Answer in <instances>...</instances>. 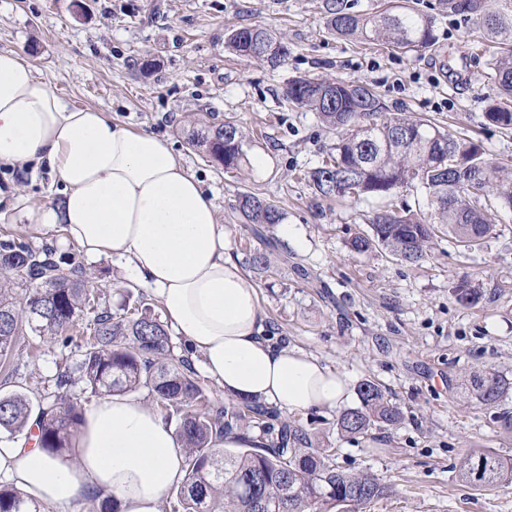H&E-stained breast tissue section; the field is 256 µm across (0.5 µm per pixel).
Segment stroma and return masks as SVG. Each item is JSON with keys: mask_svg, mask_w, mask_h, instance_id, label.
Returning <instances> with one entry per match:
<instances>
[{"mask_svg": "<svg viewBox=\"0 0 512 512\" xmlns=\"http://www.w3.org/2000/svg\"><path fill=\"white\" fill-rule=\"evenodd\" d=\"M434 43L405 53L334 35L325 0H0V50L19 51L37 76L70 105L95 107L113 120L169 141L179 160L215 198L231 232V255L258 286L277 343L319 358L351 386L369 379L403 419L357 439L337 431L339 410L288 416L290 425L329 442L336 463L368 470L388 486L365 512H512V485L477 490L463 482L466 453L489 450L512 460V390L494 407L465 393L470 372L488 369L512 382V214L490 212L491 234L476 250L438 235L426 259L406 263L379 250L357 254L348 241L369 230L379 200H320L304 180L336 141L314 113L288 106L282 92L299 77L373 85L391 117L425 114L448 132L478 139L487 156L512 158V134L488 125L495 97L491 50L478 20L435 11ZM262 25L291 54L276 69L234 55L228 30ZM154 60L143 72L146 60ZM232 119L245 134L247 164L227 173L191 147L192 129ZM252 192L284 213L266 241L232 206ZM45 170L0 166V240L52 248L64 268L81 266L111 305L126 297L155 303L127 281L121 263L88 258L61 231L27 224L28 207L57 198ZM266 253L268 271L252 269ZM482 289L474 306L456 301L460 281ZM62 343L21 336L0 392L54 395ZM9 365V366H10Z\"/></svg>", "mask_w": 512, "mask_h": 512, "instance_id": "1", "label": "stroma"}]
</instances>
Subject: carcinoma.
<instances>
[{
    "mask_svg": "<svg viewBox=\"0 0 512 512\" xmlns=\"http://www.w3.org/2000/svg\"><path fill=\"white\" fill-rule=\"evenodd\" d=\"M328 25L341 37L369 44H388L405 51L426 48L435 40L432 15L401 4L374 15L353 10L349 0H326ZM439 11L477 18L497 51L491 79L499 99L485 119L512 129V24L491 7V0H439ZM256 25L230 30L226 47L250 61L265 63L263 49L251 40ZM279 41V40H277ZM277 65L290 55L279 41ZM288 104L317 115L337 139L320 166L309 174L314 194L325 199L387 197L401 187L419 189L434 206L427 220L418 212L381 211L370 219V232L351 238L358 254L385 249L405 262L427 256L435 226L472 248L491 233L489 217L474 201L484 196L504 213H512V181L499 179L504 167L486 156L482 145L454 136L425 117L386 118L385 104L375 89L360 82L296 78L285 88ZM244 134L228 121L217 128L192 131L190 144L224 170H238L246 161ZM235 209L254 234L279 224L283 214L257 194L243 193ZM30 289L17 301L13 284ZM456 300L476 305L481 289L462 281L453 289ZM93 317L75 331L84 310ZM42 340L67 345L80 339V359L65 364L55 378L61 392L51 401L29 393L0 394V432L10 436L27 426L36 430L41 448L54 456L69 451L84 419L82 395L130 394L142 389L164 417L177 418V434L186 448L187 477L176 489L173 512H360L390 493L369 471L336 465L335 449L312 448L307 434L286 423L275 427L276 411L256 400L241 399L218 406L210 402L205 379L188 360L173 353L171 336L147 302L134 311L112 310L100 301L90 277L78 267L63 271L49 248L37 254L29 245L0 241V360L14 351L22 325ZM80 386V393L71 392ZM512 383L489 370L470 373L468 392L484 406H495ZM359 405L343 411L337 430L343 437H365L377 427L399 424L402 412L371 380L358 386ZM257 431L267 439L260 448L224 447V434ZM459 476L474 487L512 483V466L492 452L473 451L461 461ZM0 512H39L20 492L0 485Z\"/></svg>",
    "mask_w": 512,
    "mask_h": 512,
    "instance_id": "1",
    "label": "carcinoma"
}]
</instances>
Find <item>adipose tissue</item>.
Returning a JSON list of instances; mask_svg holds the SVG:
<instances>
[{
    "label": "adipose tissue",
    "mask_w": 512,
    "mask_h": 512,
    "mask_svg": "<svg viewBox=\"0 0 512 512\" xmlns=\"http://www.w3.org/2000/svg\"><path fill=\"white\" fill-rule=\"evenodd\" d=\"M0 164L49 170L62 197L26 218L60 228L89 257L121 262L226 395L288 415L348 398L343 373L271 339L258 287L230 257L213 199L170 144L71 106L17 51L0 52ZM185 477L173 428L153 403L124 395L100 396L86 410L72 455H48L23 436L0 447V480L53 512L84 496L115 501L119 512H161Z\"/></svg>",
    "instance_id": "ef3b65f1"
}]
</instances>
